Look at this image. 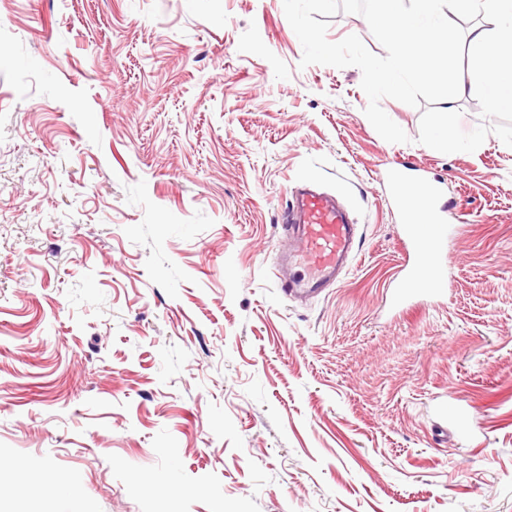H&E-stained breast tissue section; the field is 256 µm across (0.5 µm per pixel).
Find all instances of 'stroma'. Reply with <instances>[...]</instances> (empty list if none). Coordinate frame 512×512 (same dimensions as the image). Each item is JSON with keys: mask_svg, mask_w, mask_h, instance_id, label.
I'll use <instances>...</instances> for the list:
<instances>
[{"mask_svg": "<svg viewBox=\"0 0 512 512\" xmlns=\"http://www.w3.org/2000/svg\"><path fill=\"white\" fill-rule=\"evenodd\" d=\"M375 7L0 0V512H512V109L369 96ZM399 160L464 230L394 314ZM298 180L362 236L310 300L274 275Z\"/></svg>", "mask_w": 512, "mask_h": 512, "instance_id": "1", "label": "stroma"}]
</instances>
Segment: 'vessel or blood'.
<instances>
[{"instance_id": "vessel-or-blood-1", "label": "vessel or blood", "mask_w": 512, "mask_h": 512, "mask_svg": "<svg viewBox=\"0 0 512 512\" xmlns=\"http://www.w3.org/2000/svg\"><path fill=\"white\" fill-rule=\"evenodd\" d=\"M389 187L402 214L400 245L408 257L402 276L392 293L391 310L401 312L423 297L441 293L446 281L442 257L448 241L459 234V227L446 224L445 210L437 201L441 185L422 177L408 176L405 169L392 168ZM423 196L424 223L412 221L406 205L409 191ZM286 269L278 275L285 295L312 299L334 285L339 271L352 259L356 226L345 207L328 192L302 185L294 187L292 198L281 217Z\"/></svg>"}]
</instances>
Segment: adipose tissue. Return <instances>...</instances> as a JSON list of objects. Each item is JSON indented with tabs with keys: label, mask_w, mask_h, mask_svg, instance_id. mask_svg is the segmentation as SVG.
I'll return each mask as SVG.
<instances>
[{
	"label": "adipose tissue",
	"mask_w": 512,
	"mask_h": 512,
	"mask_svg": "<svg viewBox=\"0 0 512 512\" xmlns=\"http://www.w3.org/2000/svg\"><path fill=\"white\" fill-rule=\"evenodd\" d=\"M374 25L385 36L391 56L387 63L366 61L369 93L404 92L415 80L434 89L443 105H451L467 81L480 79L488 111L512 108V0H376ZM483 10L494 17L495 30L482 25L458 36L449 15ZM465 49L467 65L448 73V56Z\"/></svg>",
	"instance_id": "adipose-tissue-1"
}]
</instances>
